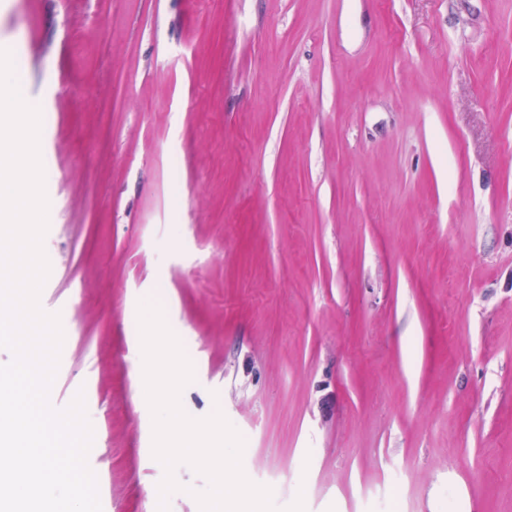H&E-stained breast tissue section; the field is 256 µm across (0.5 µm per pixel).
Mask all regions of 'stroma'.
<instances>
[{
  "instance_id": "obj_1",
  "label": "stroma",
  "mask_w": 512,
  "mask_h": 512,
  "mask_svg": "<svg viewBox=\"0 0 512 512\" xmlns=\"http://www.w3.org/2000/svg\"><path fill=\"white\" fill-rule=\"evenodd\" d=\"M12 45L102 512H158L144 299L276 507L512 512V0H0Z\"/></svg>"
}]
</instances>
